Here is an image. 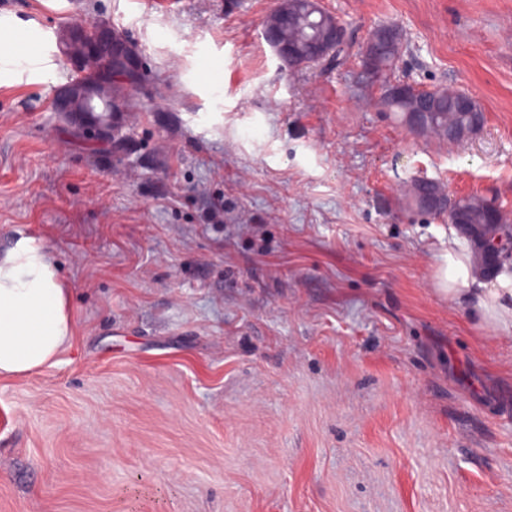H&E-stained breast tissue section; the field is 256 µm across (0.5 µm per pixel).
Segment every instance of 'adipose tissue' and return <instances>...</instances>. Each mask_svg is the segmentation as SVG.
I'll list each match as a JSON object with an SVG mask.
<instances>
[{"instance_id":"1","label":"adipose tissue","mask_w":512,"mask_h":512,"mask_svg":"<svg viewBox=\"0 0 512 512\" xmlns=\"http://www.w3.org/2000/svg\"><path fill=\"white\" fill-rule=\"evenodd\" d=\"M434 284L480 324L512 332V272L477 280L470 254L452 238L439 256ZM76 326L71 288L46 247L21 238L0 252V377H22L56 364Z\"/></svg>"}]
</instances>
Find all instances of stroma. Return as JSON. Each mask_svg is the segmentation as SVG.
I'll list each match as a JSON object with an SVG mask.
<instances>
[{
  "label": "stroma",
  "instance_id": "35a3bbf8",
  "mask_svg": "<svg viewBox=\"0 0 512 512\" xmlns=\"http://www.w3.org/2000/svg\"><path fill=\"white\" fill-rule=\"evenodd\" d=\"M275 6L0 0L39 50L0 76V251L48 247L78 319L0 380V512H512V333L435 291L455 227L400 195L432 179L512 224V0H323L352 44L292 70ZM85 21L146 69L114 147L53 107ZM388 80L466 91L485 127L414 135Z\"/></svg>",
  "mask_w": 512,
  "mask_h": 512
}]
</instances>
